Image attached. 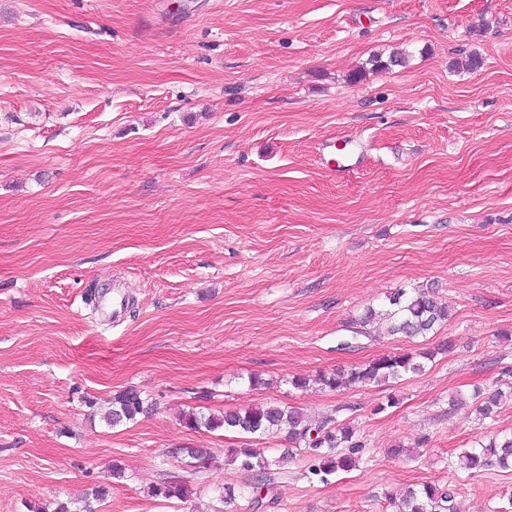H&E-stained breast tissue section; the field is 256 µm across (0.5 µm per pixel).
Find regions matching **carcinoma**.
<instances>
[{"label": "carcinoma", "instance_id": "cac0c4a2", "mask_svg": "<svg viewBox=\"0 0 512 512\" xmlns=\"http://www.w3.org/2000/svg\"><path fill=\"white\" fill-rule=\"evenodd\" d=\"M384 316L389 322L390 335L426 337L434 333L441 323L448 319V308L437 300L433 291L415 289L408 293L398 291L388 299V307L379 313L368 308L360 316L357 326L365 327L378 316ZM431 351L412 353L383 354L370 362L354 368L347 373L320 374L311 380L296 377L290 384L296 388H305L314 381L331 390L343 386L397 381L409 374L424 371V361L432 360ZM512 400V387L503 391L496 389L489 394L477 389L473 393L475 411L484 419L491 418L500 405ZM148 400L138 390L129 388L120 392L112 400V411L106 417L111 426L133 421L147 412ZM184 424L194 430L205 429L241 434L270 436L286 432L289 447L283 449L277 457H267L254 448H235L229 462L239 464L240 469L260 476L293 457V450L305 449L313 459L311 473L321 480L338 471H347L354 464L353 454L359 452L362 444L355 439L354 428L334 418L312 420L305 413L291 407L280 405L253 406L243 411H226L220 415L196 413L190 411L183 415ZM346 448L349 453H342ZM461 459L469 470L479 471L495 465L501 468L512 467V435L491 438L488 442L475 441V445L461 452ZM154 496L167 500L186 497V490L180 485L166 484L151 489ZM396 512H457L450 493L432 484H417L404 489L397 497L391 498ZM53 512H91L89 498L67 500L56 504Z\"/></svg>", "mask_w": 512, "mask_h": 512}]
</instances>
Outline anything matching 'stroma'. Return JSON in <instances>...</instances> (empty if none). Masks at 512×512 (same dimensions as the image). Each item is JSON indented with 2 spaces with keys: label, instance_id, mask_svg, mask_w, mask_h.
<instances>
[{
  "label": "stroma",
  "instance_id": "35a3bbf8",
  "mask_svg": "<svg viewBox=\"0 0 512 512\" xmlns=\"http://www.w3.org/2000/svg\"><path fill=\"white\" fill-rule=\"evenodd\" d=\"M397 49L405 66L371 68ZM471 51L482 67L456 69ZM116 279L118 323L85 302ZM426 285L449 310L433 336L380 321L353 337L364 309ZM423 348L434 360L396 382H314ZM497 381L512 385V0H0V512L105 482L94 512H253L216 499L251 481L227 451L284 436L182 415L267 403L363 445L325 481L302 452L271 471L269 512H395L388 493L426 482L460 512H505L512 469L457 459L512 434V401L490 419L467 402ZM128 388L149 412L108 426ZM170 481L186 500L151 496Z\"/></svg>",
  "mask_w": 512,
  "mask_h": 512
}]
</instances>
